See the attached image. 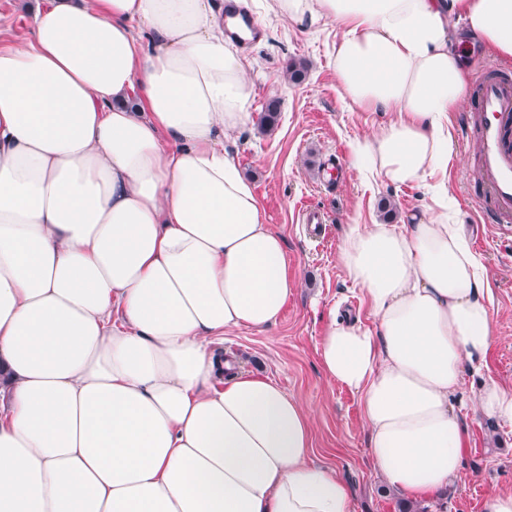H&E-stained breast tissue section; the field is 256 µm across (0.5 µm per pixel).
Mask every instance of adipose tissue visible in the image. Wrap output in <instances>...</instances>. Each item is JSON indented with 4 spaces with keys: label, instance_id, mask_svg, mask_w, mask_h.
<instances>
[{
    "label": "adipose tissue",
    "instance_id": "ef3b65f1",
    "mask_svg": "<svg viewBox=\"0 0 512 512\" xmlns=\"http://www.w3.org/2000/svg\"><path fill=\"white\" fill-rule=\"evenodd\" d=\"M330 22L343 96L394 118L352 145L395 187L446 171L473 46L512 58V0H269ZM464 23L455 32L454 20ZM215 0H46L0 40V512H354L313 418L211 350L275 323L297 279L224 146L252 122ZM339 261L373 325L331 318L325 376L359 394L372 466L412 499L462 470L459 394L494 342L491 290L444 184ZM512 423V390L474 398Z\"/></svg>",
    "mask_w": 512,
    "mask_h": 512
}]
</instances>
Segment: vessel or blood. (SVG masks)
Masks as SVG:
<instances>
[{
	"label": "vessel or blood",
	"instance_id": "1",
	"mask_svg": "<svg viewBox=\"0 0 512 512\" xmlns=\"http://www.w3.org/2000/svg\"><path fill=\"white\" fill-rule=\"evenodd\" d=\"M473 99L478 163L472 177L495 223L512 234V77L480 73Z\"/></svg>",
	"mask_w": 512,
	"mask_h": 512
}]
</instances>
